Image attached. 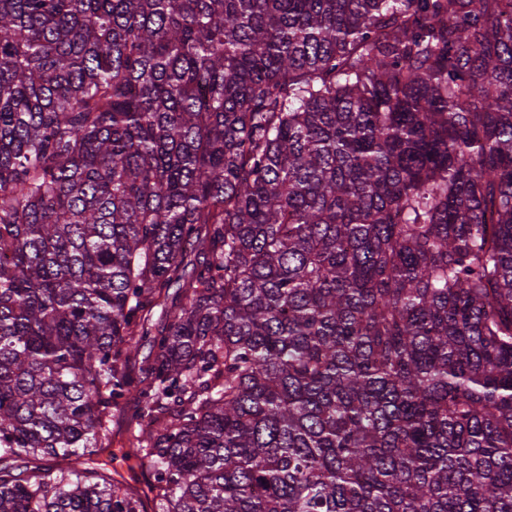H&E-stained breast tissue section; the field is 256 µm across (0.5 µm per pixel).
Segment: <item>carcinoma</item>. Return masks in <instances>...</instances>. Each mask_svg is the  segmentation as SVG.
<instances>
[{
    "label": "carcinoma",
    "mask_w": 512,
    "mask_h": 512,
    "mask_svg": "<svg viewBox=\"0 0 512 512\" xmlns=\"http://www.w3.org/2000/svg\"><path fill=\"white\" fill-rule=\"evenodd\" d=\"M0 512H512V0H0Z\"/></svg>",
    "instance_id": "obj_1"
}]
</instances>
